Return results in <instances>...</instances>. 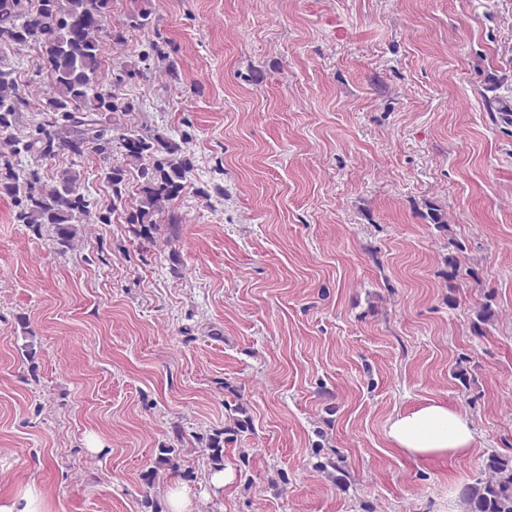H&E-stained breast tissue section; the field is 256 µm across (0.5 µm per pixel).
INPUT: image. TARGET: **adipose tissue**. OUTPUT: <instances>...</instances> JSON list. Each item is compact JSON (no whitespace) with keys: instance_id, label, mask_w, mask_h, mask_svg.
Instances as JSON below:
<instances>
[{"instance_id":"adipose-tissue-1","label":"adipose tissue","mask_w":512,"mask_h":512,"mask_svg":"<svg viewBox=\"0 0 512 512\" xmlns=\"http://www.w3.org/2000/svg\"><path fill=\"white\" fill-rule=\"evenodd\" d=\"M387 437L393 447L419 457H459L467 454L474 443L467 419L437 403L396 416L389 424Z\"/></svg>"}]
</instances>
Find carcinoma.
<instances>
[{
  "label": "carcinoma",
  "instance_id": "obj_1",
  "mask_svg": "<svg viewBox=\"0 0 512 512\" xmlns=\"http://www.w3.org/2000/svg\"><path fill=\"white\" fill-rule=\"evenodd\" d=\"M111 5L112 0H0V52L36 49L51 87L39 102L38 119L0 151V193L13 199L15 223L38 236L50 230L63 252L72 248L91 208L80 188L79 170L64 169L55 180H44L42 170L60 152L102 161L101 175L111 186L114 203L129 193V170L137 171L136 204L127 223L138 225L137 234L144 237L156 225L155 217L168 212L186 190L194 171L182 143L116 119V113L129 112L131 106L121 105L114 85L100 77L109 41L122 38L110 27ZM29 108L15 71L0 57V135L11 132ZM250 427L247 410L235 407L224 430L206 446L210 476L224 471V444ZM169 472H180V457L176 448L163 447L142 481L151 488ZM463 496L468 512H512V459L488 455L480 477Z\"/></svg>",
  "mask_w": 512,
  "mask_h": 512
}]
</instances>
